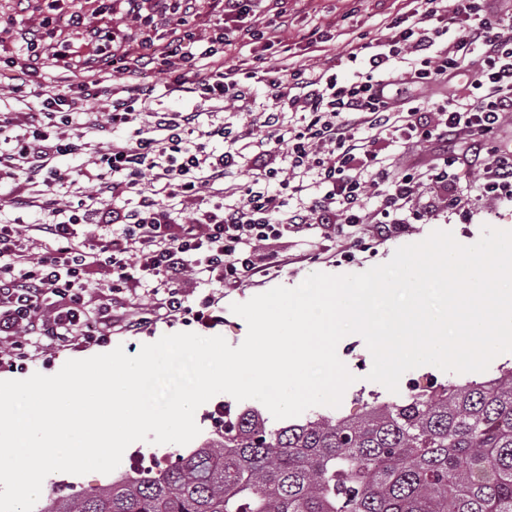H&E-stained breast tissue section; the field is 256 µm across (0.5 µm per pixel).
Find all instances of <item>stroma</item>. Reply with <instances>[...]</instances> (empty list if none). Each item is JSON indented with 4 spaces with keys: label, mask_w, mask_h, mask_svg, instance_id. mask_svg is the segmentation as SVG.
Returning a JSON list of instances; mask_svg holds the SVG:
<instances>
[{
    "label": "stroma",
    "mask_w": 512,
    "mask_h": 512,
    "mask_svg": "<svg viewBox=\"0 0 512 512\" xmlns=\"http://www.w3.org/2000/svg\"><path fill=\"white\" fill-rule=\"evenodd\" d=\"M399 0H289L288 33L297 64H314L313 54L308 53L302 38L310 31L325 28L327 23H335L338 37L331 49L342 58L336 66L339 80L353 79L358 64L345 61L346 33L353 32L365 37L366 41L383 38L386 33L387 17L396 12ZM502 230H512V202L486 197L476 201L466 210H451L439 207L429 223L407 224L401 230L392 232L385 239L377 237V220L369 218L366 224L357 229L363 249H355L346 236H333L318 229H305L288 234L276 242L274 249L284 258L279 272L266 276H255L253 281L237 288H228L216 307L220 320L206 327L193 320L182 318H155L142 330L126 333L113 330L110 343L97 345L77 342L71 345L51 344L44 346L28 361L25 369L8 370L0 367V380L25 379L33 373L52 375L70 359H85L111 351L112 347L123 346L128 355L139 353L144 344L152 343L167 334L194 332L202 336H223L231 346H239L247 335V324L231 309V304L243 303L253 296L276 286L294 288L300 285L311 273L327 274L361 273L369 268L389 261L399 246L425 239L436 229L452 231L456 240L464 245L477 242L483 226ZM337 354L344 362L355 381L345 391L341 404L334 408L337 416L349 417L358 414L363 403L373 400L393 401L394 393L379 383L369 381L372 356L362 336L350 334L342 338L337 346ZM110 475L91 472L72 475L56 472L48 475L42 485V497H67L89 493L110 482Z\"/></svg>",
    "instance_id": "obj_1"
}]
</instances>
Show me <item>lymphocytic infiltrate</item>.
<instances>
[{"mask_svg": "<svg viewBox=\"0 0 512 512\" xmlns=\"http://www.w3.org/2000/svg\"><path fill=\"white\" fill-rule=\"evenodd\" d=\"M284 2L36 0L38 28L20 46L13 15L0 11L8 93L24 106L0 109V182L39 186L11 205L48 215L0 224V366L24 368L46 341L139 332L151 311L215 323L225 289L281 268L273 242L315 225L360 226L372 197L384 232L410 211L430 219L434 205L413 208L417 186H447L464 170L481 173L482 194L512 201V146L500 140L512 116V0H402L384 40L349 39L348 59L364 69L346 82L329 55L294 66ZM205 15L219 22L203 33ZM243 46L251 58L235 59ZM48 67L56 79L45 80ZM151 73L165 75L163 88ZM259 83L272 109L256 108ZM397 85L438 93L402 97ZM164 92L199 105L160 109ZM213 100L247 122L236 130L203 111ZM462 131L471 145L459 153L451 144ZM88 137L98 146L90 168H58ZM384 141L442 151L428 168L399 169ZM244 168L250 181L236 183ZM97 270L109 279L93 301Z\"/></svg>", "mask_w": 512, "mask_h": 512, "instance_id": "lymphocytic-infiltrate-1", "label": "lymphocytic infiltrate"}]
</instances>
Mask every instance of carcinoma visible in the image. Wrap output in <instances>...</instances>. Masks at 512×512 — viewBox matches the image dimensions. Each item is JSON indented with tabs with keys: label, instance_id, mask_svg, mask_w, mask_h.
Segmentation results:
<instances>
[{
	"label": "carcinoma",
	"instance_id": "carcinoma-1",
	"mask_svg": "<svg viewBox=\"0 0 512 512\" xmlns=\"http://www.w3.org/2000/svg\"><path fill=\"white\" fill-rule=\"evenodd\" d=\"M39 512H512V368L357 418L247 406L176 465Z\"/></svg>",
	"mask_w": 512,
	"mask_h": 512
}]
</instances>
